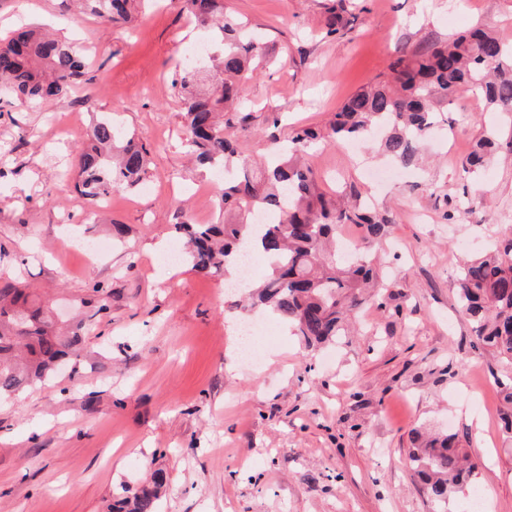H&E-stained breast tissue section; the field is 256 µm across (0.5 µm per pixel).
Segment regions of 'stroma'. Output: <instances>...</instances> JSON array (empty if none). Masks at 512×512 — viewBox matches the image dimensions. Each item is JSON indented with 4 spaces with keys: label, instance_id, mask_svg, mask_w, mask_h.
<instances>
[{
    "label": "stroma",
    "instance_id": "35a3bbf8",
    "mask_svg": "<svg viewBox=\"0 0 512 512\" xmlns=\"http://www.w3.org/2000/svg\"><path fill=\"white\" fill-rule=\"evenodd\" d=\"M329 0H224L271 60L246 82L251 159L280 138L325 126L396 55L483 26L512 38V0H349L350 30L327 35ZM78 39L86 73L49 109L0 94V283L13 281L87 316L73 370L0 397V512H106L121 485L164 468L161 512H435L413 481L415 431H452L481 464L486 512H512V438L502 429L501 363L474 346L455 298L460 264L512 239V154L479 173L462 162L489 117L470 93L448 106L459 137L430 139L420 166L379 184L375 150L313 149L323 186L353 185L395 219L378 252L391 287L357 311L354 331L308 348L287 327L237 356L224 280L162 268L176 224L215 220L192 198L202 177L185 154L176 64L207 38L173 0L130 24L101 23L72 0H0V39L21 22ZM115 114L150 152L148 190L116 193L108 209L76 188V152L99 113ZM462 201L455 223L444 213ZM122 225V244L88 257L80 241ZM101 292H94V285Z\"/></svg>",
    "mask_w": 512,
    "mask_h": 512
}]
</instances>
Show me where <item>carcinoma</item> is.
I'll return each instance as SVG.
<instances>
[{"label": "carcinoma", "instance_id": "cac0c4a2", "mask_svg": "<svg viewBox=\"0 0 512 512\" xmlns=\"http://www.w3.org/2000/svg\"><path fill=\"white\" fill-rule=\"evenodd\" d=\"M95 14L112 25L130 20L131 0H94ZM189 22L208 34L211 56L202 64L185 62L175 70L184 105L185 148L207 167L224 163L227 175L216 206L217 224L183 221L182 262L211 277L227 275L226 264L239 262L242 250H259L268 272L244 293L252 309L270 312L306 346L345 335L348 315L363 304V290L377 279L371 251L385 239L395 219L372 212L355 190L331 195L308 164L312 145L345 141L366 143L380 135L382 151L410 166L424 141L444 122L448 102L462 90L479 96L498 121L486 125L464 169L475 172L492 156L512 153V45L492 32L472 28L448 39L399 54L390 73L346 99L324 129L302 127L288 143L271 135L266 159L257 163L240 149L249 132L244 85L269 62V51L247 25L224 12V0H178ZM345 0L326 7V34L346 28ZM77 46L35 26H23L0 39V86L23 104L41 107L68 92L83 77ZM151 165L150 152L135 134L102 117L79 147L76 187L93 198L141 187ZM268 213L273 224H258ZM361 229L356 251L347 257L338 228ZM458 308L472 324L480 348L512 365V240L482 251L460 273ZM86 322L58 328L48 303L11 283L0 287V395L43 382L61 365L80 356ZM409 459L437 512H446L448 496L478 476L459 447L458 435L435 433L411 449ZM167 489L164 470L125 485L109 512H161Z\"/></svg>", "mask_w": 512, "mask_h": 512}]
</instances>
